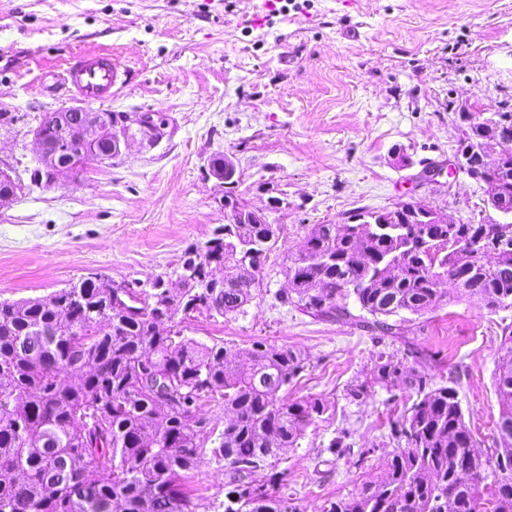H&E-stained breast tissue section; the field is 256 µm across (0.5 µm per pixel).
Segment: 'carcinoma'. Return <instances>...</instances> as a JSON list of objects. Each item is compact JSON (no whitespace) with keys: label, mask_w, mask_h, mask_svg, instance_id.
<instances>
[{"label":"carcinoma","mask_w":512,"mask_h":512,"mask_svg":"<svg viewBox=\"0 0 512 512\" xmlns=\"http://www.w3.org/2000/svg\"><path fill=\"white\" fill-rule=\"evenodd\" d=\"M490 117L474 113L459 147L482 137ZM70 171L80 146L46 134ZM488 187L512 209V155L488 173ZM407 203L362 211L369 224H315L288 266L287 300L314 317L392 335L391 316L423 315L448 303L439 287L451 274L461 291L491 313L512 309V243L493 261L480 256L484 224H415ZM275 224H225L207 239L199 278L166 289H126L142 310L112 303V284L84 279L46 296L0 302V512H197L183 480L197 468L206 420L200 403L224 407L215 456L231 489L224 512H297L288 499L249 476L303 438L318 401L280 395L305 366L295 346L257 341L241 359L235 345H209L171 332L180 315L242 311L259 286L252 271L278 242ZM213 266L223 288L204 286ZM354 300L363 314L349 308ZM493 373L499 404L498 448L475 451L457 391L435 386L422 365L379 353L371 381L348 392L365 399L375 385L416 395L391 428L398 442L359 493L327 502L323 512H512V325L503 328ZM78 373L75 381L63 374ZM168 388V400L149 383ZM65 461L70 470L57 469ZM465 465L469 474L460 475Z\"/></svg>","instance_id":"1"}]
</instances>
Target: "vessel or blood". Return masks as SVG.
<instances>
[{
  "label": "vessel or blood",
  "instance_id": "1",
  "mask_svg": "<svg viewBox=\"0 0 512 512\" xmlns=\"http://www.w3.org/2000/svg\"><path fill=\"white\" fill-rule=\"evenodd\" d=\"M120 72L105 52H80L66 62L56 81L60 88L86 103H104L112 98V89Z\"/></svg>",
  "mask_w": 512,
  "mask_h": 512
}]
</instances>
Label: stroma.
<instances>
[{"instance_id":"stroma-1","label":"stroma","mask_w":512,"mask_h":512,"mask_svg":"<svg viewBox=\"0 0 512 512\" xmlns=\"http://www.w3.org/2000/svg\"><path fill=\"white\" fill-rule=\"evenodd\" d=\"M89 50L130 69L107 110L166 113V133L157 145L134 141L121 158L33 183L37 127L76 103L52 76L69 54ZM463 104L487 115L512 106V0H294L279 14L262 0H0V167L21 184L0 202V301L87 278L145 286L169 275L190 244L226 222L228 190L207 169L227 154L237 165L230 191L279 225L278 242L242 312H195L178 327L244 352L257 341L300 348L306 365L287 396L325 407L253 483L298 512H322L379 472L397 446L391 427L413 399L376 386L353 402L346 389L371 377L381 351L416 356L434 384H454L478 450L492 453V376L512 310L488 313L455 290L435 312L392 317L401 328L394 340L278 298L312 225L345 224L409 195L442 218L482 220L477 184L425 175L454 153ZM199 411L209 429L185 488L198 512H224L227 478L213 454L224 408ZM336 439L342 450L333 454ZM276 470L287 486L271 482Z\"/></svg>"}]
</instances>
